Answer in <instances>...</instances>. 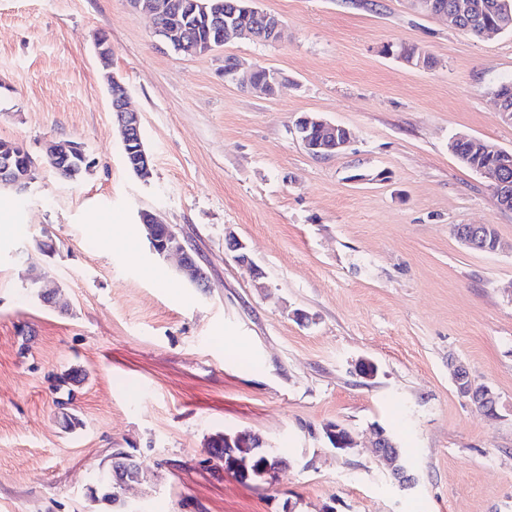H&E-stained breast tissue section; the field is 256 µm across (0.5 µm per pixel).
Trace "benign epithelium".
I'll use <instances>...</instances> for the list:
<instances>
[{
    "instance_id": "7a95c632",
    "label": "benign epithelium",
    "mask_w": 512,
    "mask_h": 512,
    "mask_svg": "<svg viewBox=\"0 0 512 512\" xmlns=\"http://www.w3.org/2000/svg\"><path fill=\"white\" fill-rule=\"evenodd\" d=\"M423 11L443 15L448 19V25L453 27L456 15L477 7L471 0H455V9L450 12L438 6L435 0H413ZM131 7L140 13L147 14L153 19L171 8L168 0H129ZM258 0H237L234 10L215 20L218 37L214 40H201L198 30L191 25H180L164 34V39L178 47L190 46L194 49L204 48L208 53L224 45L233 37H245L261 43H276L280 39L284 22L277 14L257 7ZM407 64L427 68L432 66V58L420 47H415L407 57H402ZM224 78L235 83L238 87L265 97L274 96L283 84L281 73L263 66L245 67L236 58L224 62ZM108 93L111 100L112 112L115 113L120 129L124 161L127 168L136 176L146 179L151 174V157L141 138V116L128 106L126 86L116 77L108 80ZM297 135L306 149L314 157H329L339 154L351 141V132L344 126L331 123L315 113H304L295 122ZM8 163L0 171V186L18 195L27 193L34 180L36 161L32 155L19 143L7 142L0 148ZM48 160L60 170H68L72 164L80 161L85 168L91 167V162L81 145L74 142L57 144L51 147ZM508 160L504 157L494 165L483 168L484 174L494 183L497 196L502 208L512 205V179H508L504 168ZM139 223L144 227L147 239L153 251L163 257L175 256L178 259V270L181 277L195 288L205 287L207 273L193 256L179 234L159 216L150 212L139 213ZM487 225L479 224L468 228L457 226L454 235L467 248H479V239L484 235ZM225 251L231 259L239 264L249 265L254 272L255 280L265 278V272L250 258L246 244L233 234L225 237ZM60 289L58 283L48 275L38 279L37 295L44 303H50ZM453 379L459 395L482 411L497 407L495 393L488 386H477L470 377L468 369L461 363L453 365ZM225 443L232 448L250 447L256 454L264 457V478H273L280 468L276 459L269 457L265 442L259 438L253 439V434L237 432L224 436ZM372 455L384 463L399 483L413 486L416 478L397 466L399 453L392 437L383 429L375 430V440L370 448ZM249 458L234 456L224 464V473L231 474L241 480H248ZM127 463L121 457H113L112 473L115 485L121 490L132 486L127 476Z\"/></svg>"
}]
</instances>
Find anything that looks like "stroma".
Here are the masks:
<instances>
[{
    "label": "stroma",
    "instance_id": "1",
    "mask_svg": "<svg viewBox=\"0 0 512 512\" xmlns=\"http://www.w3.org/2000/svg\"><path fill=\"white\" fill-rule=\"evenodd\" d=\"M260 5L281 42L188 55L126 0H0V140L37 161L31 192L0 193V512H109L88 495L116 448L150 475L124 491L127 512H512V210L449 148L464 133L512 151L493 94L512 32L474 38L409 0ZM102 35L141 115L145 182L124 164ZM404 43L434 66L387 53ZM228 56L287 81L255 96L225 80ZM306 112L350 130L341 154L306 152ZM63 140L91 161L74 180L44 157ZM143 210L196 249L207 291L151 250ZM461 224L494 225L503 250L463 246ZM231 233L263 285L225 253ZM36 271L60 284L56 306ZM455 362L496 394L497 418L458 394ZM71 367L84 426L68 434L47 376ZM331 423L358 449L332 448ZM379 426L413 488L367 452ZM241 430L289 467L215 473L209 436Z\"/></svg>",
    "mask_w": 512,
    "mask_h": 512
}]
</instances>
